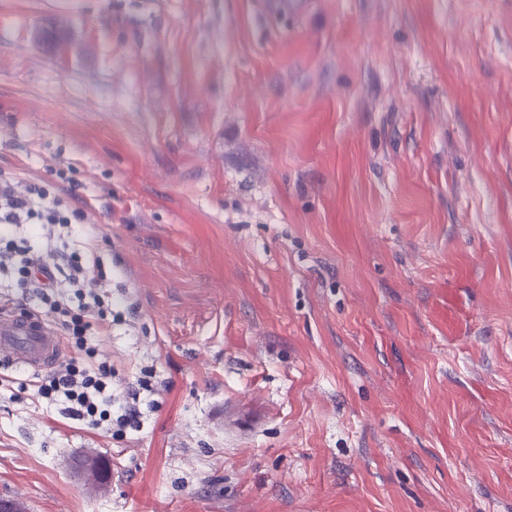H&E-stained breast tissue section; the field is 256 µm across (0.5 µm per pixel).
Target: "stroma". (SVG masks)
<instances>
[{
	"mask_svg": "<svg viewBox=\"0 0 512 512\" xmlns=\"http://www.w3.org/2000/svg\"><path fill=\"white\" fill-rule=\"evenodd\" d=\"M0 175L168 384L120 440L0 394V498L512 512V0H0Z\"/></svg>",
	"mask_w": 512,
	"mask_h": 512,
	"instance_id": "stroma-1",
	"label": "stroma"
}]
</instances>
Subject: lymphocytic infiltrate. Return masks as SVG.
Segmentation results:
<instances>
[{
    "label": "lymphocytic infiltrate",
    "mask_w": 512,
    "mask_h": 512,
    "mask_svg": "<svg viewBox=\"0 0 512 512\" xmlns=\"http://www.w3.org/2000/svg\"><path fill=\"white\" fill-rule=\"evenodd\" d=\"M79 217V212L64 211L60 200L40 185L20 193L9 179L0 178V224L16 232L38 225L42 240L41 249L34 252L16 233L0 237V305L39 299L37 314L51 320L71 351L54 369L25 378L0 365V388L17 386L30 392L33 403L58 410L83 429L123 438L142 431L166 384L152 369L131 377L121 374L100 353V337L109 335L123 315L113 311L104 279L97 273L99 257L90 250L68 249L60 241L63 229ZM63 278L69 290L59 288Z\"/></svg>",
    "instance_id": "lymphocytic-infiltrate-1"
}]
</instances>
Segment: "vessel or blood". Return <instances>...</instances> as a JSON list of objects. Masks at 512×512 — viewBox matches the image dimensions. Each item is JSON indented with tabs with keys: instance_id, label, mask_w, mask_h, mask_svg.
<instances>
[{
	"instance_id": "obj_1",
	"label": "vessel or blood",
	"mask_w": 512,
	"mask_h": 512,
	"mask_svg": "<svg viewBox=\"0 0 512 512\" xmlns=\"http://www.w3.org/2000/svg\"><path fill=\"white\" fill-rule=\"evenodd\" d=\"M64 347L53 325L43 316L0 311V361L32 371L54 367Z\"/></svg>"
}]
</instances>
